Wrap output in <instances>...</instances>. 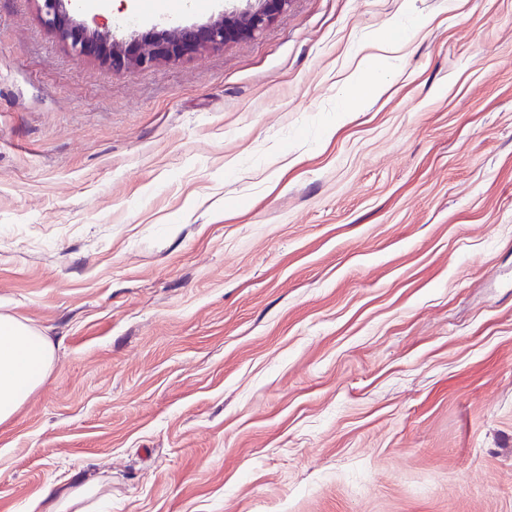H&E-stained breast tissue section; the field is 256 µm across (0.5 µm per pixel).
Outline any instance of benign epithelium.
I'll return each instance as SVG.
<instances>
[{
    "label": "benign epithelium",
    "mask_w": 512,
    "mask_h": 512,
    "mask_svg": "<svg viewBox=\"0 0 512 512\" xmlns=\"http://www.w3.org/2000/svg\"><path fill=\"white\" fill-rule=\"evenodd\" d=\"M44 26L59 34L70 50L81 56L95 50L114 70L144 69L162 59H173L201 49H220L240 35L254 36L264 31L288 0H255L242 11H232L199 27H177L157 37L128 45L97 39L85 25L70 16L73 0H39Z\"/></svg>",
    "instance_id": "7a95c632"
}]
</instances>
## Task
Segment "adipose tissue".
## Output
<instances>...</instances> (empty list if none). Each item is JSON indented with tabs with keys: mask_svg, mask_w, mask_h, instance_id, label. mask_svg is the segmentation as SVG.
Returning <instances> with one entry per match:
<instances>
[{
	"mask_svg": "<svg viewBox=\"0 0 512 512\" xmlns=\"http://www.w3.org/2000/svg\"><path fill=\"white\" fill-rule=\"evenodd\" d=\"M54 345L23 321L0 315V424L11 420L53 368Z\"/></svg>",
	"mask_w": 512,
	"mask_h": 512,
	"instance_id": "ef3b65f1",
	"label": "adipose tissue"
}]
</instances>
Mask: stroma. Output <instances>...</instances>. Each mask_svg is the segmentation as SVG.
Returning a JSON list of instances; mask_svg holds the SVG:
<instances>
[{
    "mask_svg": "<svg viewBox=\"0 0 512 512\" xmlns=\"http://www.w3.org/2000/svg\"><path fill=\"white\" fill-rule=\"evenodd\" d=\"M178 5L73 18L224 0ZM0 314L56 354L0 512H512V0H289L133 73L0 0ZM382 56L369 53L364 55L357 64L355 71L348 77V83L362 92L361 96L373 98L379 96L384 89L380 75ZM99 490L98 481L90 480L79 484L68 491L67 494L60 497L53 505L54 511L64 512L70 507L85 500H89L97 495Z\"/></svg>",
    "mask_w": 512,
    "mask_h": 512,
    "instance_id": "stroma-1",
    "label": "stroma"
}]
</instances>
